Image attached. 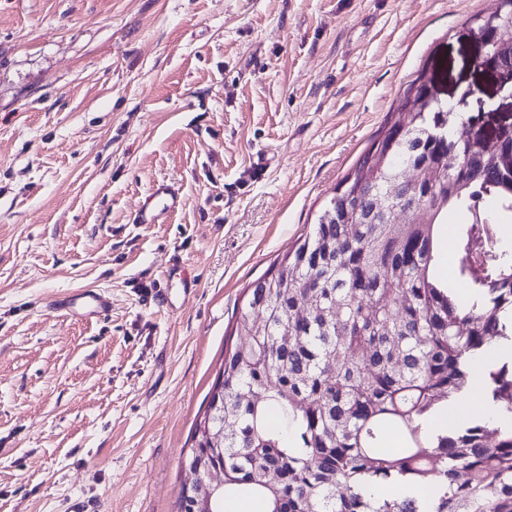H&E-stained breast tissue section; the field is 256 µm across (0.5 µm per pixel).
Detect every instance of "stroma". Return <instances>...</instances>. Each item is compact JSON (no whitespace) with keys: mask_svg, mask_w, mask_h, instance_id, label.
I'll return each instance as SVG.
<instances>
[{"mask_svg":"<svg viewBox=\"0 0 512 512\" xmlns=\"http://www.w3.org/2000/svg\"><path fill=\"white\" fill-rule=\"evenodd\" d=\"M499 3L0 0V512H177L247 288L409 84L512 121L471 35ZM162 181L181 210L134 223ZM79 288L109 314L51 308Z\"/></svg>","mask_w":512,"mask_h":512,"instance_id":"1","label":"stroma"}]
</instances>
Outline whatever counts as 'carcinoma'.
<instances>
[{"label":"carcinoma","instance_id":"1","mask_svg":"<svg viewBox=\"0 0 512 512\" xmlns=\"http://www.w3.org/2000/svg\"><path fill=\"white\" fill-rule=\"evenodd\" d=\"M476 21L478 35L512 26V0ZM458 113L432 99L410 126H390L360 157L312 230L248 288L236 329L247 347L224 366L187 461L224 472L226 497H261L267 512H512V359L480 374L500 421L474 418L429 440L420 419L471 384L468 360L512 336V131L496 153L456 133ZM403 188L422 202L411 224L382 212L379 197L346 209L370 170L385 192L406 167ZM466 215L452 241L450 274L438 265L436 228ZM463 283L467 298L455 293ZM396 433L399 448H382ZM408 478L432 505L385 498L362 486Z\"/></svg>","mask_w":512,"mask_h":512}]
</instances>
